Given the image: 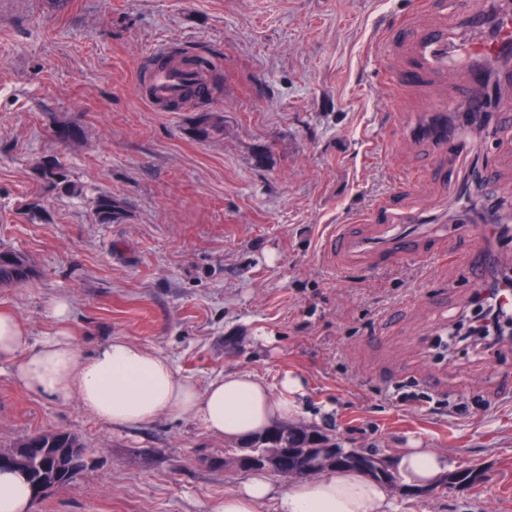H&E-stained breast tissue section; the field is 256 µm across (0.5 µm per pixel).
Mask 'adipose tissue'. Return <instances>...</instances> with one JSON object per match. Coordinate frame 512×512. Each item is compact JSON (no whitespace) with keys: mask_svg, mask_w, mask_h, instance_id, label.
Instances as JSON below:
<instances>
[{"mask_svg":"<svg viewBox=\"0 0 512 512\" xmlns=\"http://www.w3.org/2000/svg\"><path fill=\"white\" fill-rule=\"evenodd\" d=\"M17 385L56 402L79 399L115 428L138 427L166 414L201 423L221 438L247 442L275 422L299 414V379L285 376L278 388L248 372H229L206 386L180 378L168 358L125 338H114L84 355L64 326L32 340L14 313L0 309V366ZM408 486H437L447 458L432 448H404L396 458ZM400 512L385 486L358 471L320 472L285 486L262 472L225 494L213 512Z\"/></svg>","mask_w":512,"mask_h":512,"instance_id":"1","label":"adipose tissue"}]
</instances>
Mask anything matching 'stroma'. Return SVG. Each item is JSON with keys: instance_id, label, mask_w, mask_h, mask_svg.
<instances>
[{"instance_id": "1", "label": "stroma", "mask_w": 512, "mask_h": 512, "mask_svg": "<svg viewBox=\"0 0 512 512\" xmlns=\"http://www.w3.org/2000/svg\"><path fill=\"white\" fill-rule=\"evenodd\" d=\"M440 20L436 0H0V247L36 270L0 286V309L38 339L66 302L85 354L123 337L201 386L292 375L298 424L389 459L433 448L486 475L407 495L405 512H512V341L443 361L425 348L474 290L461 257L476 225L460 220L449 178L512 226V140L453 109V150L426 136L466 69L415 90L387 81L407 66L389 43ZM160 44L209 59L218 92L153 111L135 81ZM205 112L223 113L222 136L199 140ZM63 125L74 140L57 138ZM51 157L80 196L39 180ZM102 193L124 203L122 222H96ZM404 212L423 226L424 258L342 266L324 249L333 226L377 240ZM59 431L86 466L30 512H209L244 479L198 422L116 430L1 367L0 452Z\"/></svg>"}]
</instances>
